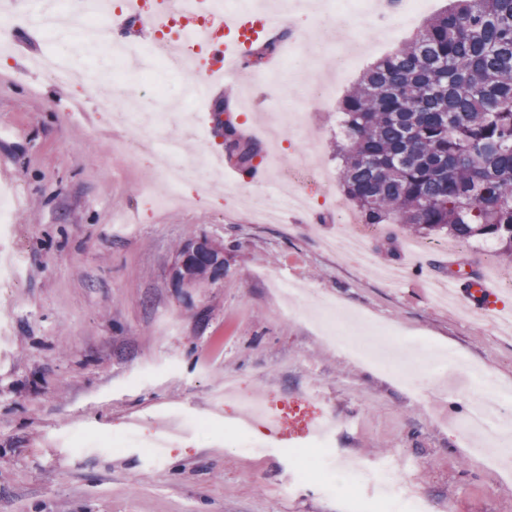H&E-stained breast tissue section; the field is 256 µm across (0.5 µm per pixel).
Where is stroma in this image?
Segmentation results:
<instances>
[{
	"mask_svg": "<svg viewBox=\"0 0 512 512\" xmlns=\"http://www.w3.org/2000/svg\"><path fill=\"white\" fill-rule=\"evenodd\" d=\"M351 25L335 31L320 13L291 14L293 36L309 30L327 45L317 61L278 50L280 83L251 93L249 112L232 108L239 130L294 99L307 130L284 129L279 166L310 150L318 166L337 175L336 109L364 68L409 42L426 20L418 15L370 41L360 0H340ZM359 42L352 68L336 74L339 44ZM75 34L63 41L38 37L20 52L0 55V188H16L17 224L0 239V265L22 249L20 288L0 292V512H345L347 497L365 493L359 480L323 490V477L285 493L297 468L307 409L289 413L274 447L246 452L227 431L240 414L224 397V380L250 398H294L316 392L317 405L344 426L336 456L362 463L382 457L420 458L399 468L405 494L422 493L433 512H505L512 507V473L471 456L457 425L474 390L444 389L436 371L446 355L477 364L508 397L499 416L512 421V292L491 315L436 302L433 265L442 252L409 251L415 233L383 225L371 237L384 266L406 271L386 284L321 241L339 235L335 217L282 224L248 218L245 174L200 175L184 184L198 198L194 210L172 208L139 217L142 191L154 179L151 157L126 160L113 137L134 135L114 121L116 90L136 97L142 111L165 113L156 140L176 130L171 116L198 106L188 76L155 70V93L134 85L127 66L85 51ZM69 55L74 70L96 69L100 83L62 89L26 71L22 58L40 52ZM314 67L335 95L311 116L296 73ZM91 96L88 114L70 98ZM124 214L116 224L113 214ZM206 237L224 247V276L176 285L171 269L182 248ZM279 271L303 287L295 315L265 275ZM341 315L358 314L354 338L373 352L392 350L412 390L394 377L338 353L324 339L317 302Z\"/></svg>",
	"mask_w": 512,
	"mask_h": 512,
	"instance_id": "35a3bbf8",
	"label": "stroma"
}]
</instances>
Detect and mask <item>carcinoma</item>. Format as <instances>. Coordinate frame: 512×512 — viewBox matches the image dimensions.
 I'll return each instance as SVG.
<instances>
[{"mask_svg":"<svg viewBox=\"0 0 512 512\" xmlns=\"http://www.w3.org/2000/svg\"><path fill=\"white\" fill-rule=\"evenodd\" d=\"M340 112L339 178L362 223L512 255V0H450L365 71ZM228 131L225 152L252 172L262 148Z\"/></svg>","mask_w":512,"mask_h":512,"instance_id":"obj_1","label":"carcinoma"}]
</instances>
